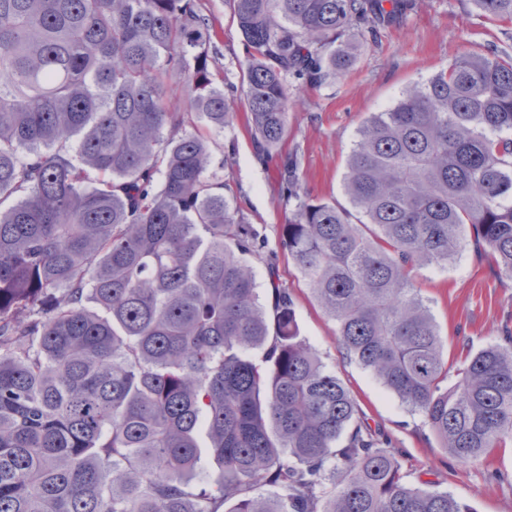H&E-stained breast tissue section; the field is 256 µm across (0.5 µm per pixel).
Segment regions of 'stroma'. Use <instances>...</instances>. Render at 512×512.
Returning a JSON list of instances; mask_svg holds the SVG:
<instances>
[{
	"label": "stroma",
	"instance_id": "stroma-1",
	"mask_svg": "<svg viewBox=\"0 0 512 512\" xmlns=\"http://www.w3.org/2000/svg\"><path fill=\"white\" fill-rule=\"evenodd\" d=\"M212 25L210 54L214 71L224 76L230 98L241 94L240 64L245 47L227 0H199ZM360 50L350 69L319 86L290 79L297 99L290 111L284 151L296 154L302 195L348 206L344 178L362 123L391 107L413 82L423 81L464 52L512 56V24L485 15L471 0H416L407 17L382 24L377 33L355 32ZM214 163L244 209L264 247L256 260L257 293L269 305L267 257H275L279 283L292 296L303 338L319 352L355 396L371 427L391 439L402 469L415 485L431 483L467 503L473 512H512V450L496 452L488 464H463L444 453L422 416L403 405L357 364L344 361L336 326L315 301L308 285L279 246L280 227L289 209L279 196L275 164L256 158V147L244 121L210 135ZM421 290L445 341L447 355L461 343L479 351L512 331V279L473 243L454 263L428 266L416 273ZM503 479L489 483L488 468Z\"/></svg>",
	"mask_w": 512,
	"mask_h": 512
}]
</instances>
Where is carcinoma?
<instances>
[{
    "label": "carcinoma",
    "mask_w": 512,
    "mask_h": 512,
    "mask_svg": "<svg viewBox=\"0 0 512 512\" xmlns=\"http://www.w3.org/2000/svg\"><path fill=\"white\" fill-rule=\"evenodd\" d=\"M227 2L263 162L288 134V78H338L352 30L412 8ZM473 3L512 22V0ZM210 28L198 0H0V512H473L408 481L288 289L259 304L250 224L196 130L239 118ZM297 169L285 155L281 248L345 358L455 460L511 445L512 332L448 382L412 273L454 262L468 227L512 279V61L459 55L367 118L352 210L301 196ZM202 425L219 477L193 491Z\"/></svg>",
    "instance_id": "cac0c4a2"
}]
</instances>
